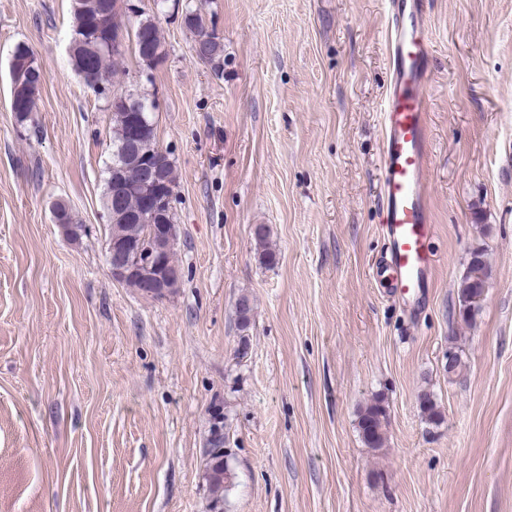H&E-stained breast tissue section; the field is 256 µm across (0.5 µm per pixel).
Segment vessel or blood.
<instances>
[{
  "label": "vessel or blood",
  "mask_w": 512,
  "mask_h": 512,
  "mask_svg": "<svg viewBox=\"0 0 512 512\" xmlns=\"http://www.w3.org/2000/svg\"><path fill=\"white\" fill-rule=\"evenodd\" d=\"M391 77L381 111L382 226L387 252L380 269L396 293L425 287L435 266L429 248L428 128L425 89L431 47L426 0H386Z\"/></svg>",
  "instance_id": "1"
}]
</instances>
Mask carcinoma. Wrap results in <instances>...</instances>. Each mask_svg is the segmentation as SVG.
<instances>
[{
    "instance_id": "cac0c4a2",
    "label": "carcinoma",
    "mask_w": 512,
    "mask_h": 512,
    "mask_svg": "<svg viewBox=\"0 0 512 512\" xmlns=\"http://www.w3.org/2000/svg\"><path fill=\"white\" fill-rule=\"evenodd\" d=\"M101 0H73L72 10L74 26L72 37L81 36L83 41H71V61L74 70L85 84H90L94 77L104 72L114 78L125 72L124 61L112 54V48L107 45L112 26V2L106 0V6L100 5ZM183 22L186 28L195 33L194 45L191 49H200L197 58L219 69L224 46L215 30L206 26L201 7L187 3L183 11ZM132 43L134 51L145 67L150 64L145 60L148 50H165L164 38L156 18L150 14L139 15L133 29ZM30 67L33 78L28 82L22 92L21 109L14 112L17 125L24 127L31 120L35 111L36 97L39 92L43 73L35 63V57H30ZM136 151L142 158L151 159L158 152L156 127H151L149 134L142 139ZM123 160V148L117 142L112 143V163L106 166L105 180V208L112 211L111 169L113 164H120ZM109 237H118L133 240H149L152 248L165 255L174 264H179L178 251L152 235L151 224L154 223L148 214L142 210L140 198L137 194H128L121 206L119 215L109 216ZM269 232L264 224H258L253 229V238L256 249L262 262L268 266L277 263V253L269 245ZM484 254L478 251L471 253L466 271L457 285V298L459 314L463 319L469 320L478 313L482 307V288L488 276L487 263L482 260ZM238 302L246 305V309L236 312L241 347L238 353L245 354L248 348V337L245 332L251 325L252 302L246 295L241 296ZM420 409L425 420L432 424L442 421V414L435 401L425 396L421 399ZM388 423V414L379 398L373 399L362 410L359 416L358 429L363 443L369 448H382L386 442L385 429ZM203 456L210 457L209 466L204 473L210 501L224 502L228 492L234 486V472H226L224 467V453H216L204 444Z\"/></svg>"
}]
</instances>
